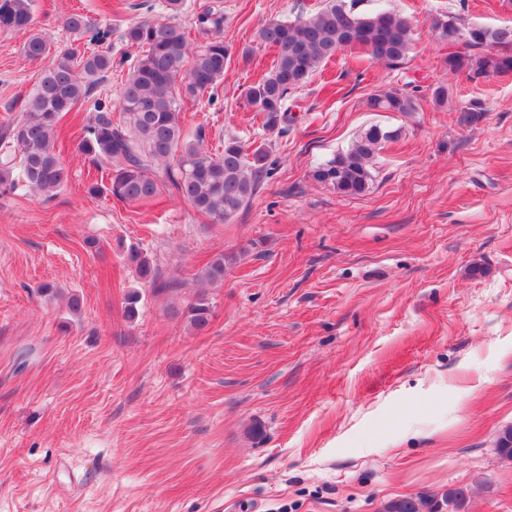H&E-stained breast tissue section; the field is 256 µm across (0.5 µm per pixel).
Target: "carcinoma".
<instances>
[{
  "instance_id": "cac0c4a2",
  "label": "carcinoma",
  "mask_w": 512,
  "mask_h": 512,
  "mask_svg": "<svg viewBox=\"0 0 512 512\" xmlns=\"http://www.w3.org/2000/svg\"><path fill=\"white\" fill-rule=\"evenodd\" d=\"M34 0H0V30H25L33 23ZM357 0H327L320 10L294 20H270L258 32L259 43L275 51L266 72L244 90L246 103L262 114L265 130L284 132L293 120L289 95L336 55L360 49L371 62L389 68L403 66L414 44V24L406 14L379 9L357 14ZM207 43L193 51L184 28L171 22L139 21L129 25L121 39L140 52L132 59L122 87V118L112 119V107L92 96L112 71L110 49L92 50L79 44L104 42L112 35L81 12L67 15L64 26L78 45L55 53L38 33L23 45L29 59L50 58L31 91L23 99L20 116L0 125V189L21 187L37 196H50L63 186L67 171L55 147L61 120L70 112H86L78 150L99 168L108 170V182H93L88 193H107L123 203L153 199L167 190L187 201L215 224L232 220L257 194L274 170L276 160L266 144L249 150L236 137L224 139L216 153L204 145L202 133H188L181 121L184 104L217 88L236 50L224 41V13L206 10L194 21ZM457 19L444 16L432 29L438 40L459 43ZM469 36L460 51L448 56L451 72L467 71L475 78L512 72V26L468 25ZM488 52L475 57L472 49ZM369 109L408 114L418 111L416 95L391 89L371 95ZM465 127L479 125L488 110L479 100L456 109ZM399 130L372 125L359 133L348 148L317 164L311 178L343 196L368 191L372 171L386 143ZM144 281L153 279L152 260L140 249L128 250ZM242 253L219 252L198 273L204 290L172 316L186 319L197 332L205 330L212 315L206 288L224 284L229 266ZM39 293L48 300L66 301L72 314L81 311L76 294L46 283ZM468 488L436 495H405L387 500L381 512H466Z\"/></svg>"
}]
</instances>
